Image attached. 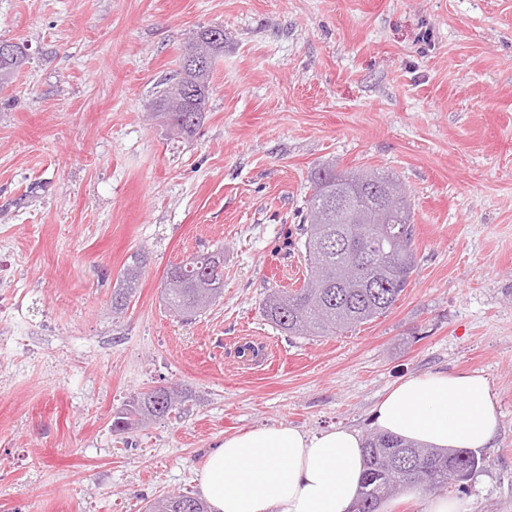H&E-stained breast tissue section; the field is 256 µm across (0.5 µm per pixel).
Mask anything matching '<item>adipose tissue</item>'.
Listing matches in <instances>:
<instances>
[{
	"instance_id": "obj_1",
	"label": "adipose tissue",
	"mask_w": 512,
	"mask_h": 512,
	"mask_svg": "<svg viewBox=\"0 0 512 512\" xmlns=\"http://www.w3.org/2000/svg\"><path fill=\"white\" fill-rule=\"evenodd\" d=\"M375 431L436 448L491 447L496 399L478 373L437 371L397 382L371 410ZM365 439L350 427L317 433L280 423L225 438L195 480L209 512H349Z\"/></svg>"
}]
</instances>
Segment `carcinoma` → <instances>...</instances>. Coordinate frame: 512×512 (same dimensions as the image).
Masks as SVG:
<instances>
[{
    "label": "carcinoma",
    "instance_id": "1",
    "mask_svg": "<svg viewBox=\"0 0 512 512\" xmlns=\"http://www.w3.org/2000/svg\"><path fill=\"white\" fill-rule=\"evenodd\" d=\"M224 53V30L202 28L189 39L179 58L180 77L165 87L153 103L156 116L176 135L190 137L204 120L213 67ZM209 58L208 68L195 70L188 58ZM22 46L0 53V85L11 82L25 64ZM311 194L300 227L308 270L301 287L273 288L264 300L267 320L291 336H339L385 315L410 284L416 261L412 248L411 202L398 179L375 172L338 171L336 163L310 174ZM145 263L130 256L112 292V313L127 309ZM221 251L199 252L166 272L164 296L179 317H194L221 293L224 274ZM185 402L184 393L156 387L136 396L113 422L115 432L131 430L169 415ZM366 462L358 512H378L386 499L404 489L432 492L450 486L448 473L469 480L483 460L466 449L439 448L374 434L365 442ZM145 512H209L207 503L185 494H170L149 502Z\"/></svg>",
    "mask_w": 512,
    "mask_h": 512
}]
</instances>
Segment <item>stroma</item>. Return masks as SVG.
<instances>
[{
    "mask_svg": "<svg viewBox=\"0 0 512 512\" xmlns=\"http://www.w3.org/2000/svg\"><path fill=\"white\" fill-rule=\"evenodd\" d=\"M224 30L189 138L148 115L197 30ZM27 63L0 88V512H144L197 495L224 438L281 422L370 434L399 379L479 372L498 430L463 512H512V0H0ZM397 177L417 268L385 316L291 336L262 312L307 274L309 175ZM224 253L220 298L163 276ZM146 265L127 310L117 275ZM160 386L179 411L112 419ZM220 266L221 273L214 275ZM209 270V280L200 276ZM224 277V254L221 251L199 252L186 262L172 265L166 272L164 298L169 310L179 317H194L221 293ZM144 263L143 254H132L130 261L120 271L117 278V281H119L118 287L113 288L112 292V312L114 314H121L127 309Z\"/></svg>",
    "mask_w": 512,
    "mask_h": 512,
    "instance_id": "stroma-1",
    "label": "stroma"
}]
</instances>
